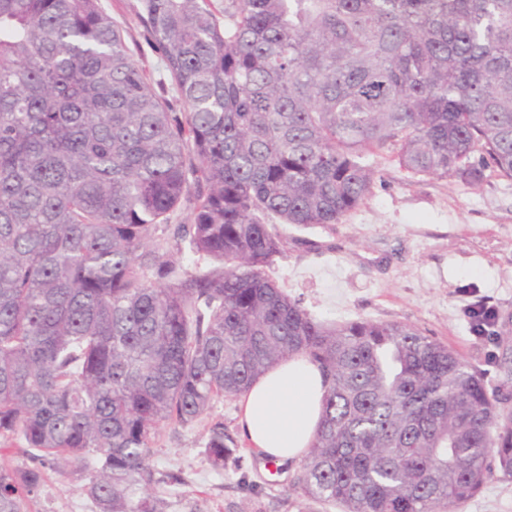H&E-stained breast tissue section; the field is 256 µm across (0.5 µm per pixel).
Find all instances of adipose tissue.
Returning <instances> with one entry per match:
<instances>
[{
	"label": "adipose tissue",
	"instance_id": "adipose-tissue-1",
	"mask_svg": "<svg viewBox=\"0 0 512 512\" xmlns=\"http://www.w3.org/2000/svg\"><path fill=\"white\" fill-rule=\"evenodd\" d=\"M323 377L296 355L269 369L241 395L238 425L259 458L293 463L304 456L321 416Z\"/></svg>",
	"mask_w": 512,
	"mask_h": 512
}]
</instances>
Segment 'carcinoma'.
Returning <instances> with one entry per match:
<instances>
[{"label": "carcinoma", "instance_id": "1", "mask_svg": "<svg viewBox=\"0 0 512 512\" xmlns=\"http://www.w3.org/2000/svg\"><path fill=\"white\" fill-rule=\"evenodd\" d=\"M138 17L183 112L99 0H0V447L37 461L0 466V512L73 463L98 512H160L159 426L299 354L325 384L309 498L458 512L512 476L511 394L407 324H327L266 272L269 219L339 223L375 154L512 178V0H139ZM184 199L191 222L170 223ZM205 450L224 471V425Z\"/></svg>", "mask_w": 512, "mask_h": 512}]
</instances>
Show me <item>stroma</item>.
I'll return each mask as SVG.
<instances>
[{"mask_svg": "<svg viewBox=\"0 0 512 512\" xmlns=\"http://www.w3.org/2000/svg\"><path fill=\"white\" fill-rule=\"evenodd\" d=\"M99 4L120 25L167 110L182 111L138 17V0ZM371 161L375 174L365 199L339 223L289 230L271 278L321 320L417 328L485 370L491 385L512 392V179L493 175L468 187L450 177L411 174L387 153ZM476 301L498 315L494 341L470 330L464 309ZM237 412V399L219 398L198 420L159 427L151 458L181 478L153 489L165 512H339L293 490L299 464L271 473L241 437ZM219 422L234 450L220 474L205 454ZM85 483L78 465L46 470L28 512H98ZM460 512H512V477L494 473Z\"/></svg>", "mask_w": 512, "mask_h": 512, "instance_id": "stroma-1", "label": "stroma"}]
</instances>
